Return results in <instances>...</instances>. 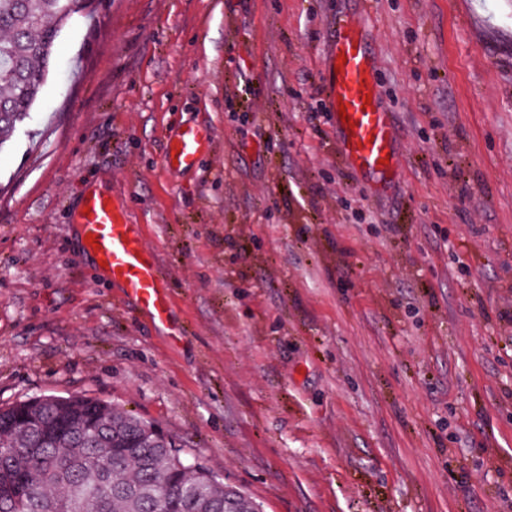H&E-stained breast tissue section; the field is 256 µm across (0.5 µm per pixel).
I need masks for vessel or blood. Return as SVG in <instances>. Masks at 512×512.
Segmentation results:
<instances>
[{
	"instance_id": "b4317fda",
	"label": "vessel or blood",
	"mask_w": 512,
	"mask_h": 512,
	"mask_svg": "<svg viewBox=\"0 0 512 512\" xmlns=\"http://www.w3.org/2000/svg\"><path fill=\"white\" fill-rule=\"evenodd\" d=\"M327 54L324 101L328 112L346 110L347 120L335 123L338 151L345 164L376 183L396 177L399 134L393 112L384 105L376 76L374 54L366 29L350 18L333 24ZM214 142L211 128L181 127L168 137L164 165L168 170L194 168ZM83 246L101 263L123 294L134 300L157 327L174 326L165 273L144 247L139 225L130 223L124 204L98 192L85 195L79 205Z\"/></svg>"
}]
</instances>
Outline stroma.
<instances>
[{"label": "stroma", "mask_w": 512, "mask_h": 512, "mask_svg": "<svg viewBox=\"0 0 512 512\" xmlns=\"http://www.w3.org/2000/svg\"><path fill=\"white\" fill-rule=\"evenodd\" d=\"M0 149V406L139 417L263 512H512V0H95ZM362 22L399 127L376 193L321 71ZM211 127L178 174L167 137ZM121 197L180 336L84 250Z\"/></svg>", "instance_id": "stroma-1"}]
</instances>
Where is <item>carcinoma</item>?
<instances>
[{
	"label": "carcinoma",
	"mask_w": 512,
	"mask_h": 512,
	"mask_svg": "<svg viewBox=\"0 0 512 512\" xmlns=\"http://www.w3.org/2000/svg\"><path fill=\"white\" fill-rule=\"evenodd\" d=\"M90 0H0V147L29 117L44 84L61 28ZM72 426L98 420L101 437L84 443L54 432V418ZM0 512H260L242 491L203 470L175 464V444L131 414L90 397L46 396L33 405L0 408Z\"/></svg>",
	"instance_id": "obj_1"
}]
</instances>
